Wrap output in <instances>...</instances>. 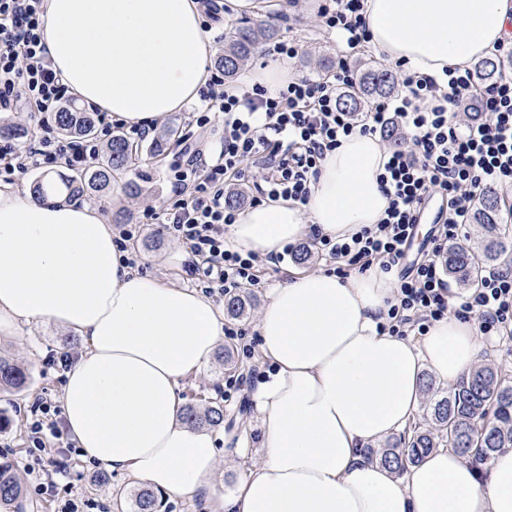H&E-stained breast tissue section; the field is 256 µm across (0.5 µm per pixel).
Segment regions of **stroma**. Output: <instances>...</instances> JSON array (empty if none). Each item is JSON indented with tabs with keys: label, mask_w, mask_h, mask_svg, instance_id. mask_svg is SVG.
I'll return each instance as SVG.
<instances>
[{
	"label": "stroma",
	"mask_w": 512,
	"mask_h": 512,
	"mask_svg": "<svg viewBox=\"0 0 512 512\" xmlns=\"http://www.w3.org/2000/svg\"><path fill=\"white\" fill-rule=\"evenodd\" d=\"M267 13L275 18L279 40L293 38L303 46L293 65L296 75L321 77L320 58L338 56L339 46L336 36L319 27L313 0H300L295 7L290 6L288 0H271ZM169 161L166 154L156 157L141 152L129 168L116 176L110 189L88 198V205L102 207L110 215L129 210L131 223H141L145 208L160 209L170 202V186L166 179ZM129 180L143 187L142 197L131 199L121 193V184ZM301 243L311 251V259L301 264L294 256H286L284 268L280 271L274 265L261 264L258 268L259 284L244 289L250 297L247 314L239 318L227 317V324L245 331L242 337L223 341L224 347L232 352V367H225L221 356H214L199 374L183 384L181 395L185 404L200 411L207 407L209 397L215 392L224 393V424L218 427L217 432L227 440L241 442V456L219 461L215 486V493L219 496L234 490L244 466L254 459L261 438L252 393L259 376L270 373L272 366L263 361L260 352L245 355L243 347L257 342L256 325L267 292L269 288L287 281L291 272L330 267L313 236L302 238ZM126 246L129 252L142 259L143 270L154 273L163 283L202 289L201 277L194 269L190 255L177 240L148 231L127 241ZM83 348L84 343L79 336L45 323L23 326L17 336L0 335V355L22 363L31 375L23 391L0 389V412L10 420L8 429L0 433V452L12 454L17 462L24 488L22 512H59L61 505L74 493L85 501V512H131V496L137 486L126 476L112 472L107 474L106 485H97L95 479L103 473L101 466L80 455L73 456L65 472H57L56 466L63 458L62 449L68 445V438H50L44 450L35 453L29 450L32 440L29 422L33 406L41 399L60 405L65 383L62 361L76 357ZM238 378L243 381L241 388L226 390V383ZM51 480L56 483L54 490L41 493L40 484Z\"/></svg>",
	"instance_id": "stroma-1"
}]
</instances>
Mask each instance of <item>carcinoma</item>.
Listing matches in <instances>:
<instances>
[{
    "instance_id": "carcinoma-1",
    "label": "carcinoma",
    "mask_w": 512,
    "mask_h": 512,
    "mask_svg": "<svg viewBox=\"0 0 512 512\" xmlns=\"http://www.w3.org/2000/svg\"><path fill=\"white\" fill-rule=\"evenodd\" d=\"M277 29L271 24H230L224 33V51L218 56L224 76L232 77L239 67L258 52L260 46L273 39ZM358 83L345 89L341 105L351 112H361L379 98L397 89V78L392 71L373 61L357 63ZM483 81L493 83L503 74L504 62L486 58L475 63ZM60 131L66 135L90 138L95 134L94 113L77 102L66 103L56 114ZM139 145L131 143L122 134L112 135L104 148L102 161L91 169L57 180L41 179L33 184L31 194L38 197L64 194L68 199L97 192L111 183L112 174L125 168L138 156ZM472 219L483 232L480 250L452 246L444 256L448 276L460 286L478 281L483 268L495 262L504 251L502 229L498 224L499 201L492 190L485 191L474 205ZM227 312L240 317L248 311L250 300L243 295H230L224 301ZM27 372L15 360L0 356V389L17 391L25 388ZM424 422L414 424L407 436L389 441L380 451L379 460L404 471L428 453L448 446L474 462L483 463L495 453L512 448V375L490 363L475 367L446 390L436 389L431 381L425 384ZM185 421L193 425L205 420L213 426L224 424V406L210 402L204 416L195 407L188 406ZM22 486L13 459L0 456V512H20ZM162 499L151 489H140L134 494L132 512H160Z\"/></svg>"
}]
</instances>
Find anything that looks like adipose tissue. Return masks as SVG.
<instances>
[{"label":"adipose tissue","mask_w":512,"mask_h":512,"mask_svg":"<svg viewBox=\"0 0 512 512\" xmlns=\"http://www.w3.org/2000/svg\"><path fill=\"white\" fill-rule=\"evenodd\" d=\"M203 0H45L44 42L81 102L127 126L194 100L209 77ZM371 47L406 71L444 79L512 37V0H364ZM386 153L372 135L341 138L308 204L267 199L227 235L267 255L311 228L348 238L379 223ZM391 274L343 280L297 272L270 289L257 324L273 371L253 394L262 432L220 512H512V448L477 467L438 448L405 473L365 454L419 410L424 374L452 383L490 354L472 321L440 320L420 339L381 333ZM41 322L81 336L66 371V430L86 458L153 490L210 498L215 434L183 419V382L212 360L224 315L192 288L121 260L100 208L0 189V335Z\"/></svg>","instance_id":"obj_1"}]
</instances>
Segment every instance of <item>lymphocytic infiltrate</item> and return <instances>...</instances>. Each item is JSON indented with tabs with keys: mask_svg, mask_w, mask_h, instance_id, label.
<instances>
[{
	"mask_svg": "<svg viewBox=\"0 0 512 512\" xmlns=\"http://www.w3.org/2000/svg\"><path fill=\"white\" fill-rule=\"evenodd\" d=\"M362 10L363 0H322L318 8L321 27L344 42L331 79L294 77L271 91L226 82L222 69H211L168 167L172 202L145 208L144 223L122 234L131 239L150 225L181 242L201 265L207 293L255 285L257 254L240 253L226 237L237 210L225 192L249 179L253 203L277 197L308 203L321 161L342 137L394 127L410 144L386 151L379 176L389 199L384 218L348 240L317 237L335 260L336 275L345 279L376 266L395 278V302L379 323L393 334H422L451 315L477 318L483 336L512 332L511 267L486 270L479 288L457 294L436 261L486 187H512V79L487 85L472 69L442 81L404 71L395 95L369 111H347L338 92L355 82L349 52L369 42ZM44 14V0H0V112L24 113L33 124L24 145H0V180L7 183L33 168L87 163L99 155L96 141L62 136L49 123V114L73 94L48 56ZM217 113L224 116L219 128ZM435 198L441 211L429 236L431 251L406 265L419 216Z\"/></svg>",
	"mask_w": 512,
	"mask_h": 512,
	"instance_id": "obj_1",
	"label": "lymphocytic infiltrate"
}]
</instances>
